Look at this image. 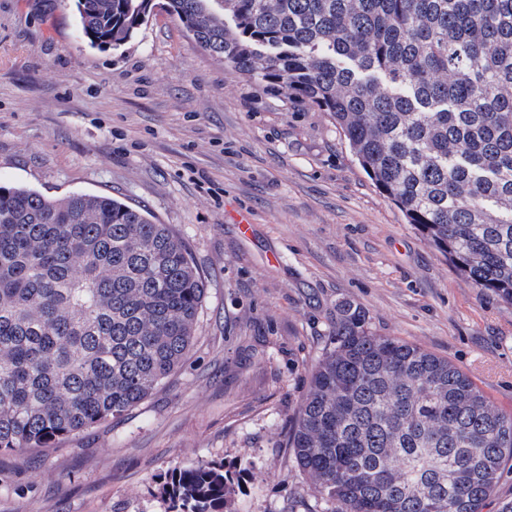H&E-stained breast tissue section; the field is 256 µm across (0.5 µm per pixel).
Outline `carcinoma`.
Here are the masks:
<instances>
[{
  "label": "carcinoma",
  "instance_id": "cac0c4a2",
  "mask_svg": "<svg viewBox=\"0 0 512 512\" xmlns=\"http://www.w3.org/2000/svg\"><path fill=\"white\" fill-rule=\"evenodd\" d=\"M77 0L116 48L157 8L287 100L330 113L380 192L512 304V0ZM205 283L167 224L110 196L0 185V451L140 404L186 358ZM288 436L319 512H483L512 415L445 358L336 310ZM224 466L175 468L172 512H226Z\"/></svg>",
  "mask_w": 512,
  "mask_h": 512
}]
</instances>
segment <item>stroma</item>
<instances>
[{
	"label": "stroma",
	"mask_w": 512,
	"mask_h": 512,
	"mask_svg": "<svg viewBox=\"0 0 512 512\" xmlns=\"http://www.w3.org/2000/svg\"><path fill=\"white\" fill-rule=\"evenodd\" d=\"M78 28L75 0H0V183L145 210L188 244L206 296L183 364L141 404L0 451V512H168L172 469L201 459L232 478L228 512H305L285 442L344 301L512 414V304L407 224L329 113L232 71L163 10L116 49Z\"/></svg>",
	"instance_id": "obj_1"
}]
</instances>
